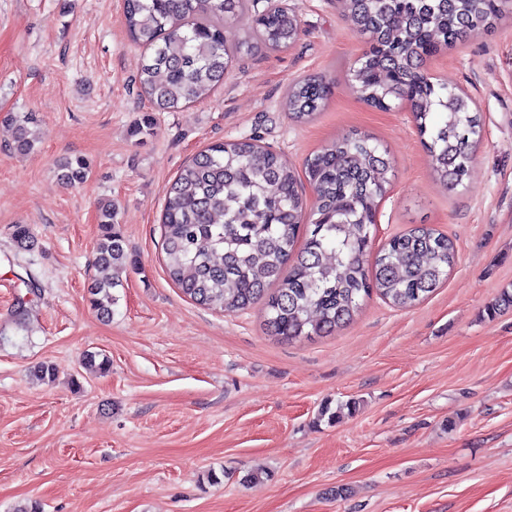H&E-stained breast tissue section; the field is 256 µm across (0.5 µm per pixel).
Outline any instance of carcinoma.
<instances>
[{
	"label": "carcinoma",
	"mask_w": 512,
	"mask_h": 512,
	"mask_svg": "<svg viewBox=\"0 0 512 512\" xmlns=\"http://www.w3.org/2000/svg\"><path fill=\"white\" fill-rule=\"evenodd\" d=\"M248 0H124L133 41L151 51L139 73L142 92L160 111L204 99L224 80L232 55L224 26L245 13ZM352 30L368 49L349 69L359 98L386 110L405 101L420 132L430 134L429 164L450 189L468 177L481 138V115L465 94L435 84L424 59L454 46L503 16L505 0H344ZM203 21L184 26L182 20ZM256 39L285 48L299 33L287 8L253 20ZM330 82L309 77L289 87L285 111L310 120L330 94ZM35 115L14 119L11 150L34 149ZM89 169L79 156L60 163L59 180L82 182ZM390 159L359 133L310 156L305 177L316 197L314 218L304 223L301 179L255 137L209 145L174 179L161 217L166 273L184 295L227 314L262 302L266 326L287 340L319 336L350 322L364 299L377 294L407 308L432 294L456 262L445 234L417 224L390 239L368 263L371 228L390 185ZM112 203L100 209L97 276L92 306L112 315V289L122 285L129 254L114 224Z\"/></svg>",
	"instance_id": "obj_1"
}]
</instances>
